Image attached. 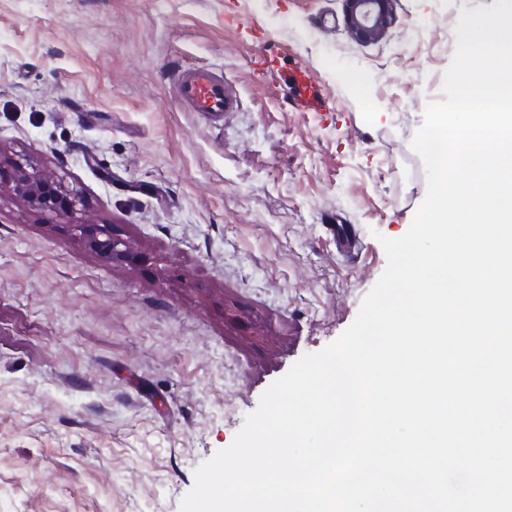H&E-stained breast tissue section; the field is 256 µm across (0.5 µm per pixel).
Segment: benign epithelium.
Listing matches in <instances>:
<instances>
[{
    "instance_id": "7a95c632",
    "label": "benign epithelium",
    "mask_w": 512,
    "mask_h": 512,
    "mask_svg": "<svg viewBox=\"0 0 512 512\" xmlns=\"http://www.w3.org/2000/svg\"><path fill=\"white\" fill-rule=\"evenodd\" d=\"M395 0H344V23L360 41L384 38L392 23ZM8 190L37 210L54 218L69 220L74 236L92 252L117 262H132L137 253L114 233L110 224H97L83 215L80 194L61 180L25 158L0 155V192Z\"/></svg>"
}]
</instances>
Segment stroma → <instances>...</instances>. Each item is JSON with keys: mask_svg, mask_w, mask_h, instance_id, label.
<instances>
[{"mask_svg": "<svg viewBox=\"0 0 512 512\" xmlns=\"http://www.w3.org/2000/svg\"><path fill=\"white\" fill-rule=\"evenodd\" d=\"M494 2L395 0L362 43L343 0H0V151L80 189L141 255L107 260L0 193V512H180L384 272L380 237L426 194L411 143L460 11ZM192 65L223 72L236 111L181 109L172 75ZM300 65L329 110H293Z\"/></svg>", "mask_w": 512, "mask_h": 512, "instance_id": "35a3bbf8", "label": "stroma"}]
</instances>
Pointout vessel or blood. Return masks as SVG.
<instances>
[{
	"label": "vessel or blood",
	"mask_w": 512,
	"mask_h": 512,
	"mask_svg": "<svg viewBox=\"0 0 512 512\" xmlns=\"http://www.w3.org/2000/svg\"><path fill=\"white\" fill-rule=\"evenodd\" d=\"M288 79L297 89L296 106L304 111H325L328 101L315 87L309 72L291 71ZM177 98L188 111L220 117L234 111L237 102L227 88L222 73L200 66L178 71L174 75Z\"/></svg>",
	"instance_id": "obj_1"
}]
</instances>
